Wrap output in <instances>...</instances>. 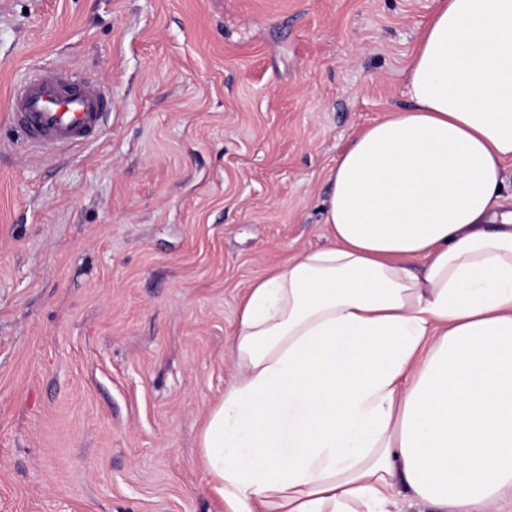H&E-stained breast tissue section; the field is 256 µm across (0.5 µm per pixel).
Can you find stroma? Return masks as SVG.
Returning <instances> with one entry per match:
<instances>
[{
    "label": "stroma",
    "mask_w": 512,
    "mask_h": 512,
    "mask_svg": "<svg viewBox=\"0 0 512 512\" xmlns=\"http://www.w3.org/2000/svg\"><path fill=\"white\" fill-rule=\"evenodd\" d=\"M436 0H0V512H227L198 432L251 284L329 245L331 170L411 105ZM105 95L33 153L31 67Z\"/></svg>",
    "instance_id": "stroma-1"
}]
</instances>
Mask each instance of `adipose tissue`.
<instances>
[{
  "label": "adipose tissue",
  "instance_id": "ef3b65f1",
  "mask_svg": "<svg viewBox=\"0 0 512 512\" xmlns=\"http://www.w3.org/2000/svg\"><path fill=\"white\" fill-rule=\"evenodd\" d=\"M407 88L330 172V245L242 302L199 431L230 512H388L401 487L500 512L512 491V0H438Z\"/></svg>",
  "mask_w": 512,
  "mask_h": 512
}]
</instances>
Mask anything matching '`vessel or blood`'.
<instances>
[{"mask_svg": "<svg viewBox=\"0 0 512 512\" xmlns=\"http://www.w3.org/2000/svg\"><path fill=\"white\" fill-rule=\"evenodd\" d=\"M103 100L91 79L57 67L37 69L14 95L10 111L26 144L39 151L76 148L100 130Z\"/></svg>", "mask_w": 512, "mask_h": 512, "instance_id": "b4317fda", "label": "vessel or blood"}]
</instances>
